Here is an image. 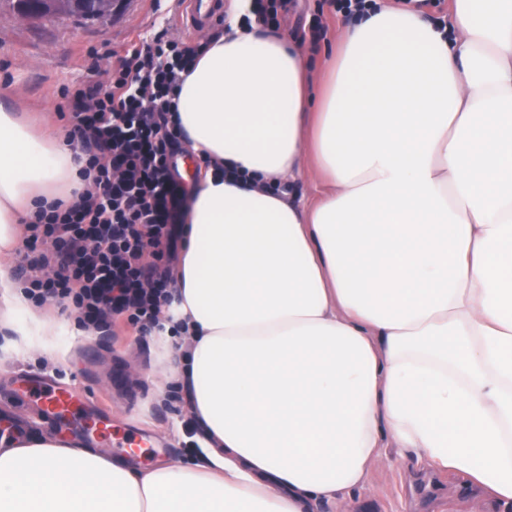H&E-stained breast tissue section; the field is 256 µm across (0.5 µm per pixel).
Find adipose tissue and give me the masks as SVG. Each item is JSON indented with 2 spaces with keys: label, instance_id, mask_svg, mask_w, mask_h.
<instances>
[{
  "label": "adipose tissue",
  "instance_id": "ef3b65f1",
  "mask_svg": "<svg viewBox=\"0 0 512 512\" xmlns=\"http://www.w3.org/2000/svg\"><path fill=\"white\" fill-rule=\"evenodd\" d=\"M207 35L176 98L192 163L176 320L202 464L30 437L0 448V512H310L397 448L512 503V0L447 23L376 0L320 88L260 26ZM315 185L314 200L283 182ZM79 201L75 153L0 104V253L38 196ZM0 350L51 347L0 267Z\"/></svg>",
  "mask_w": 512,
  "mask_h": 512
}]
</instances>
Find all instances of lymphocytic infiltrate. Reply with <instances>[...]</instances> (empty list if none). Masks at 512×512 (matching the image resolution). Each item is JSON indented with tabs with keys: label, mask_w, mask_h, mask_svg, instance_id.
Masks as SVG:
<instances>
[{
	"label": "lymphocytic infiltrate",
	"mask_w": 512,
	"mask_h": 512,
	"mask_svg": "<svg viewBox=\"0 0 512 512\" xmlns=\"http://www.w3.org/2000/svg\"><path fill=\"white\" fill-rule=\"evenodd\" d=\"M199 52L163 31L137 35L106 82L76 90L66 139L79 147L87 191L69 206L41 200L26 226L20 285L31 304H56L87 330L110 328L119 314L179 336L180 324L160 318L187 204L170 114Z\"/></svg>",
	"instance_id": "1"
}]
</instances>
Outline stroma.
<instances>
[{
	"mask_svg": "<svg viewBox=\"0 0 512 512\" xmlns=\"http://www.w3.org/2000/svg\"><path fill=\"white\" fill-rule=\"evenodd\" d=\"M174 14L173 0H124L104 21L69 16L20 23L12 20L10 10L0 11V103L43 116L52 128L63 129L72 90L106 81L134 34L152 35L154 24ZM317 22L323 37L306 51L318 74L326 54L335 50L343 24L334 0H296L280 30L299 38ZM54 344L51 355L37 352L21 362L0 361V431L8 427L22 435L55 434V426L38 416L35 403L16 400L15 379L22 372L49 381L65 374L111 409L116 432L132 426L157 440V447L139 454L140 462H199L200 451L190 448L184 403L170 396L167 375L176 362V348L160 351L154 336L122 320L84 343L59 332ZM352 507L354 512H512V505L475 498L463 477L421 469L392 448Z\"/></svg>",
	"mask_w": 512,
	"mask_h": 512,
	"instance_id": "1",
	"label": "stroma"
}]
</instances>
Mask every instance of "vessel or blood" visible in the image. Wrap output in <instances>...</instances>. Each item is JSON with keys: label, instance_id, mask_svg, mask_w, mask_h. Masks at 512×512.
Segmentation results:
<instances>
[{"label": "vessel or blood", "instance_id": "1", "mask_svg": "<svg viewBox=\"0 0 512 512\" xmlns=\"http://www.w3.org/2000/svg\"><path fill=\"white\" fill-rule=\"evenodd\" d=\"M180 4V26L189 34L204 27L216 9L214 0H180ZM16 397L22 402L37 400L47 419L61 431L77 436L84 446L93 447L112 441L111 413L90 411L92 398L89 393L67 378H59L47 385L33 376L19 377Z\"/></svg>", "mask_w": 512, "mask_h": 512}]
</instances>
